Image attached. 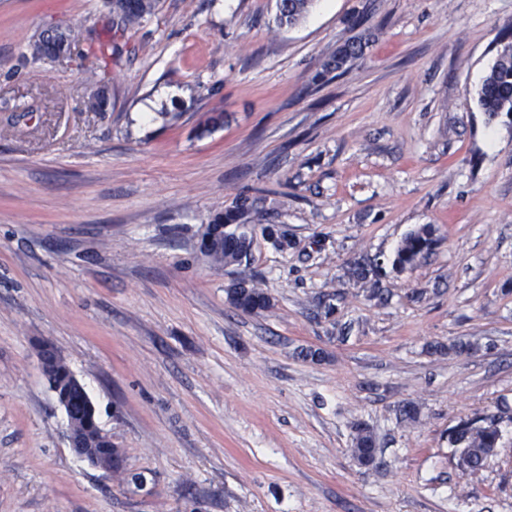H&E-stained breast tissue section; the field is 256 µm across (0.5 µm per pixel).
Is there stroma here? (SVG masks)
<instances>
[{
    "instance_id": "1",
    "label": "stroma",
    "mask_w": 512,
    "mask_h": 512,
    "mask_svg": "<svg viewBox=\"0 0 512 512\" xmlns=\"http://www.w3.org/2000/svg\"><path fill=\"white\" fill-rule=\"evenodd\" d=\"M275 12L160 0L115 35L104 0H0V512H512V115L477 102L512 0ZM57 24L119 53L23 61ZM242 197L250 254L214 267L201 233ZM238 282L270 308L237 310ZM43 342L122 474L69 448ZM486 414L472 471L450 433ZM433 229L425 225L408 235L398 249L393 266L402 271L413 266L430 248ZM368 445H375V437L367 427L358 425L355 428V435L353 437V456L361 462L365 455L371 458L372 464L376 461V448L368 447Z\"/></svg>"
}]
</instances>
